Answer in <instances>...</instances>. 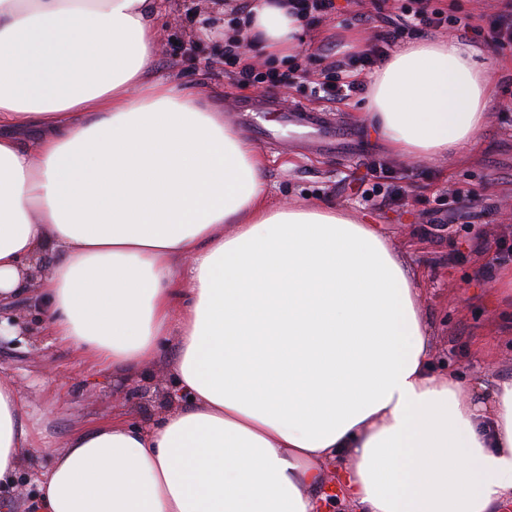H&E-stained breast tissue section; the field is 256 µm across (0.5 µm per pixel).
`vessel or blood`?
Returning a JSON list of instances; mask_svg holds the SVG:
<instances>
[{"label": "vessel or blood", "mask_w": 512, "mask_h": 512, "mask_svg": "<svg viewBox=\"0 0 512 512\" xmlns=\"http://www.w3.org/2000/svg\"><path fill=\"white\" fill-rule=\"evenodd\" d=\"M255 112H278L285 125L298 128L299 135L291 146L301 153L326 155L350 154L356 149L355 136L350 128L333 123L322 111L302 103L282 104L269 98L252 104Z\"/></svg>", "instance_id": "b4317fda"}]
</instances>
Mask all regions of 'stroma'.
<instances>
[{
  "label": "stroma",
  "mask_w": 512,
  "mask_h": 512,
  "mask_svg": "<svg viewBox=\"0 0 512 512\" xmlns=\"http://www.w3.org/2000/svg\"><path fill=\"white\" fill-rule=\"evenodd\" d=\"M337 2L341 12L306 18L308 37L294 57L275 60L257 49L249 52V61L258 70H283L296 62L308 71V78L293 79L286 86L238 88L224 72V19L215 15L213 0H161L154 17V74L201 90L235 127L240 124L238 108L247 101L276 97L316 105L313 85L323 81L343 35L355 31L372 41L388 31V18H402L409 0H386L380 13L373 0ZM362 14L369 15L368 23L359 22ZM465 40L491 63L496 97L476 150L431 160L404 159L390 154L364 128L360 135L365 146L357 157L301 155L284 142L265 151V178L273 203L333 205L380 226L423 290L436 371L452 374L464 385L478 376L512 374V320L501 321L490 301V262L497 241L512 236V46L493 45L474 33ZM373 165L385 166L386 172L368 183L366 194L348 189L353 173H365ZM394 187L402 188L407 204L376 208L373 196ZM452 188L475 203L453 219L448 216ZM39 294L32 287L14 303L0 305V322L16 329L15 334L0 337V378L19 388L23 421L41 440L40 447L25 450L13 488L0 491V512H27L36 493L30 474L49 469L72 435L115 419L148 427L172 404L173 345H165L132 376L95 367L53 336L37 302ZM480 337L490 338L494 347L492 359L485 363L470 356L471 343Z\"/></svg>",
  "instance_id": "obj_1"
}]
</instances>
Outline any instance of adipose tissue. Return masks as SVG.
I'll use <instances>...</instances> for the list:
<instances>
[{"label": "adipose tissue", "mask_w": 512, "mask_h": 512, "mask_svg": "<svg viewBox=\"0 0 512 512\" xmlns=\"http://www.w3.org/2000/svg\"><path fill=\"white\" fill-rule=\"evenodd\" d=\"M245 6L264 52L303 39L288 0ZM156 54L152 0H0V304L54 255L56 335L122 372L174 342L187 401L71 436L32 512H315L330 461L357 512H501L512 377L434 374L421 291L377 225L271 205L265 155L153 77ZM489 69L455 36L401 46L360 120L400 157L465 153ZM36 443L0 379V485Z\"/></svg>", "instance_id": "obj_1"}]
</instances>
